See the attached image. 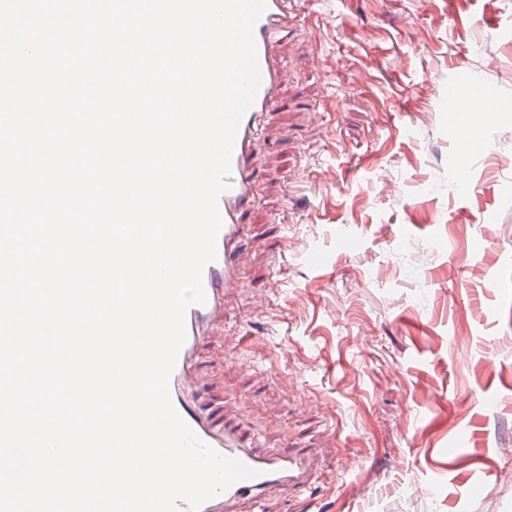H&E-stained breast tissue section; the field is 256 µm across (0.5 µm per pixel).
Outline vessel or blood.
Segmentation results:
<instances>
[{
	"label": "vessel or blood",
	"mask_w": 512,
	"mask_h": 512,
	"mask_svg": "<svg viewBox=\"0 0 512 512\" xmlns=\"http://www.w3.org/2000/svg\"><path fill=\"white\" fill-rule=\"evenodd\" d=\"M288 23L285 0H266V10L254 26L261 85L252 106L240 121L232 155L231 188L218 206L223 225L217 238V258L202 273L206 302L189 306L185 312L186 340L169 381L172 405L197 436L219 453L238 459L256 469L250 479L235 482L206 501L200 512H238L245 503L262 505L273 492L300 494L309 483L315 464L297 448L261 449L255 436L243 433L224 421L222 409L204 396L199 372L200 350L215 323L224 314L226 298L241 288L239 242L246 227V215L254 198L253 142L264 112L274 99L288 72L278 54V35ZM438 95L448 105H464L468 112L484 113L489 89L481 88L468 98H460L458 84L440 86Z\"/></svg>",
	"instance_id": "obj_1"
}]
</instances>
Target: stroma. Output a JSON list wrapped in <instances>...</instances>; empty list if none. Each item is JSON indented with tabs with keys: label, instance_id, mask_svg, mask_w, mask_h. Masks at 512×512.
Wrapping results in <instances>:
<instances>
[{
	"label": "stroma",
	"instance_id": "35a3bbf8",
	"mask_svg": "<svg viewBox=\"0 0 512 512\" xmlns=\"http://www.w3.org/2000/svg\"><path fill=\"white\" fill-rule=\"evenodd\" d=\"M287 9L291 79L254 144L245 286L201 349L209 397L263 448L312 455L310 491L267 512H512V0ZM462 69L486 117L438 96ZM471 125L484 157L456 148Z\"/></svg>",
	"mask_w": 512,
	"mask_h": 512
}]
</instances>
